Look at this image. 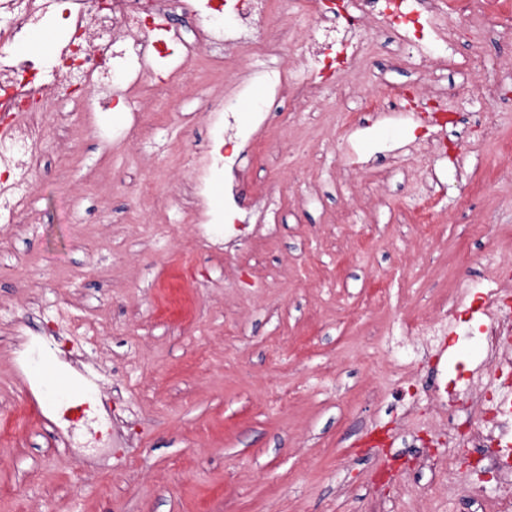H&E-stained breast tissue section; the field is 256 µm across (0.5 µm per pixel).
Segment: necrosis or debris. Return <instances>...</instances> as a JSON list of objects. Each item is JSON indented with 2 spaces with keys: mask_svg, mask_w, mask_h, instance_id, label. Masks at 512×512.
Returning a JSON list of instances; mask_svg holds the SVG:
<instances>
[{
  "mask_svg": "<svg viewBox=\"0 0 512 512\" xmlns=\"http://www.w3.org/2000/svg\"><path fill=\"white\" fill-rule=\"evenodd\" d=\"M296 7L307 15L308 25L295 64H268L253 71L294 112L321 92L324 70L344 71L363 55V19L384 20L398 31L404 49L419 56L439 51L443 41L438 28L421 22L423 14L441 12L439 0L423 6L417 0H343L337 8L327 0H298ZM50 12L61 15L68 27L65 45L50 68L30 60L0 63V222L5 224L14 223L26 209L29 161L50 130L48 104L78 101L81 92L109 86L117 76L130 93H140L147 63L168 58L174 44L180 47L177 72L198 62V47L181 39L171 16L191 19L203 40L222 49L227 61L249 51L273 56L288 35L271 0H0V41L21 39ZM211 124L223 147L196 169L200 193L207 188L211 168L239 171L235 145L256 142L266 120L258 111L247 125L239 113L228 110L214 113ZM479 304L496 312L482 338L493 365L503 350H512V299L492 288ZM464 442L480 450L501 488L488 499L486 512H512V394L502 395Z\"/></svg>",
  "mask_w": 512,
  "mask_h": 512,
  "instance_id": "1",
  "label": "necrosis or debris"
}]
</instances>
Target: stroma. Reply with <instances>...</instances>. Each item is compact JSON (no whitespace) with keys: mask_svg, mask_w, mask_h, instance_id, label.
<instances>
[{"mask_svg":"<svg viewBox=\"0 0 512 512\" xmlns=\"http://www.w3.org/2000/svg\"><path fill=\"white\" fill-rule=\"evenodd\" d=\"M433 22L472 68L415 65L372 24L366 55L287 123L247 55L211 80L163 61L151 99L116 80L50 111L28 219L0 225V512H480L463 489L497 493L475 449L438 443L447 414L424 388L462 359L490 405L512 368L490 370L462 324L429 350L413 328L468 311L512 260V32L480 0ZM390 84L452 113L441 144L415 121L348 128ZM225 104L263 108L280 145L248 147L197 200ZM230 201L240 230L204 246L198 225ZM60 309L97 334L87 376L59 348L19 360ZM105 399L111 448L72 452L68 425Z\"/></svg>","mask_w":512,"mask_h":512,"instance_id":"1","label":"stroma"}]
</instances>
